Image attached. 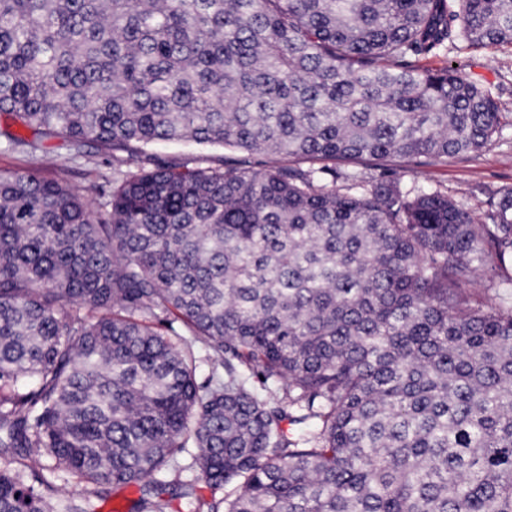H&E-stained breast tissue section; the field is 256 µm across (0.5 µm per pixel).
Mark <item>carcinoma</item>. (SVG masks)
I'll return each mask as SVG.
<instances>
[{
  "instance_id": "carcinoma-1",
  "label": "carcinoma",
  "mask_w": 512,
  "mask_h": 512,
  "mask_svg": "<svg viewBox=\"0 0 512 512\" xmlns=\"http://www.w3.org/2000/svg\"><path fill=\"white\" fill-rule=\"evenodd\" d=\"M457 42L512 45V0H0V140L152 161L103 214L0 173V512H512V312L467 293L512 289V190L357 167L501 134L421 64ZM183 140L308 166L149 154ZM106 500L102 502L100 512H128V507L132 500L139 497V491L136 487H127L121 489H106Z\"/></svg>"
}]
</instances>
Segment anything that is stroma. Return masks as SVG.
<instances>
[{
  "label": "stroma",
  "instance_id": "1",
  "mask_svg": "<svg viewBox=\"0 0 512 512\" xmlns=\"http://www.w3.org/2000/svg\"><path fill=\"white\" fill-rule=\"evenodd\" d=\"M457 65L462 76L479 81L498 101L501 111L512 113V45L470 48L449 47L447 56L428 59L439 68ZM154 154L191 167H220L233 158V151L192 142L161 143ZM30 172L76 187L87 194L95 210H103L113 187L112 158L107 150L88 144L73 151L61 140L34 149L27 145L8 147L0 143V171ZM390 179L403 188H440L463 202L476 214H483L490 198L512 189V126L495 142L465 158H451L409 170L393 168Z\"/></svg>",
  "mask_w": 512,
  "mask_h": 512
}]
</instances>
